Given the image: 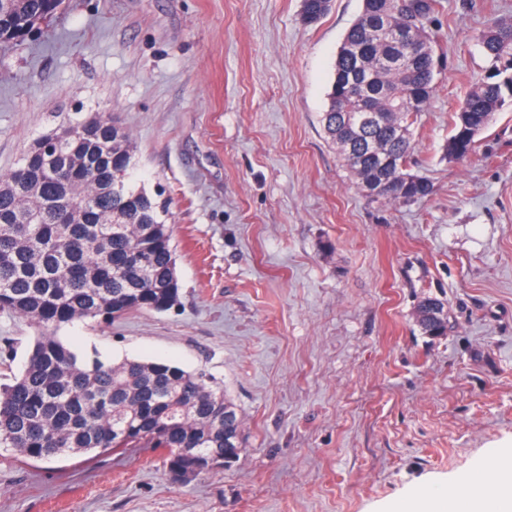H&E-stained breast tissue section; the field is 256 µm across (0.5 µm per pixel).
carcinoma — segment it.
Segmentation results:
<instances>
[{
  "instance_id": "cac0c4a2",
  "label": "carcinoma",
  "mask_w": 512,
  "mask_h": 512,
  "mask_svg": "<svg viewBox=\"0 0 512 512\" xmlns=\"http://www.w3.org/2000/svg\"><path fill=\"white\" fill-rule=\"evenodd\" d=\"M63 0H0V42H22ZM440 0H363L361 14L336 55L324 130L360 189L382 187L378 201L405 204L429 196L432 182L408 169L413 126L435 89L438 56L432 24ZM311 25L329 11L306 0ZM411 31L408 50L374 35L373 21ZM473 40L488 75L461 102L448 138V157L467 158L492 115L512 102V17L476 30ZM371 101L380 119L361 126L336 111L344 101ZM70 134L47 149L40 137L20 165L0 179V312L24 317L39 334L24 370L0 386V448L15 460L50 462L62 455H103L118 449L164 453L175 483L244 450L242 418L224 387L203 370L157 361L108 364L81 359L56 336L75 321L110 322L135 311L162 312L180 299L175 251L165 207L128 184L134 146L112 129V117L72 121ZM63 169L54 178L49 168ZM423 333L448 332L445 303L423 298L416 308Z\"/></svg>"
}]
</instances>
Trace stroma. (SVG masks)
<instances>
[{
    "label": "stroma",
    "instance_id": "35a3bbf8",
    "mask_svg": "<svg viewBox=\"0 0 512 512\" xmlns=\"http://www.w3.org/2000/svg\"><path fill=\"white\" fill-rule=\"evenodd\" d=\"M362 0H65L0 43V176L70 119L109 115L167 203L181 302L58 336L78 356L205 369L243 418L236 461L172 483L158 452L0 464V512H385L512 445V107L449 159L485 76L472 41L512 0H442L410 204L356 187L322 115ZM445 299L448 333L418 302ZM0 312V384L37 335ZM416 320L423 333L430 336H444L448 332V316L441 299L423 298L416 308Z\"/></svg>",
    "mask_w": 512,
    "mask_h": 512
}]
</instances>
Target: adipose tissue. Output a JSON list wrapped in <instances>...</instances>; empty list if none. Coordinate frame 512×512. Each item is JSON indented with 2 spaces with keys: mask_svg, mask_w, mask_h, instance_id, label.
Here are the masks:
<instances>
[{
  "mask_svg": "<svg viewBox=\"0 0 512 512\" xmlns=\"http://www.w3.org/2000/svg\"><path fill=\"white\" fill-rule=\"evenodd\" d=\"M467 493H456L454 486L433 483L391 504L388 512H512V460L500 466L495 487L481 485L478 474L462 479Z\"/></svg>",
  "mask_w": 512,
  "mask_h": 512,
  "instance_id": "1",
  "label": "adipose tissue"
}]
</instances>
